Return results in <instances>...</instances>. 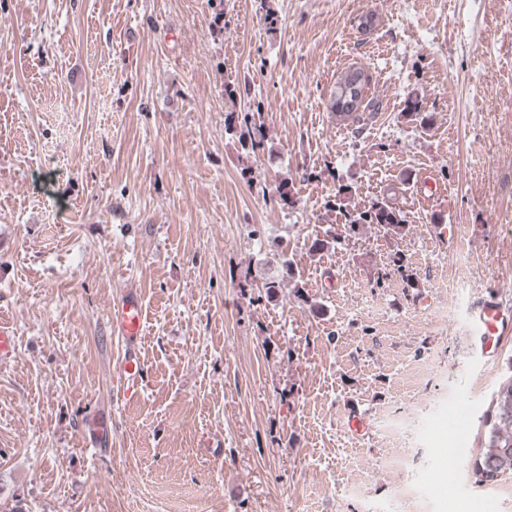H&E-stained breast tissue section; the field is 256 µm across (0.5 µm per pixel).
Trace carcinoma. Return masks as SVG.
Returning a JSON list of instances; mask_svg holds the SVG:
<instances>
[{
  "instance_id": "cac0c4a2",
  "label": "carcinoma",
  "mask_w": 512,
  "mask_h": 512,
  "mask_svg": "<svg viewBox=\"0 0 512 512\" xmlns=\"http://www.w3.org/2000/svg\"><path fill=\"white\" fill-rule=\"evenodd\" d=\"M370 81H365L356 87L345 83L334 86L329 97V111L341 116L346 115L344 109L337 107L343 98L352 96L363 103L362 112H375L378 102L366 95ZM260 112V106H248L243 110V118L239 126V141L244 150L254 152L262 146V141L256 139L255 114ZM401 211L383 197L358 213L352 223L375 224L381 228H397L403 224ZM487 445L480 451L474 461V467L481 468L485 480L495 482L501 477L512 478V374L505 377L491 395L489 411L485 420Z\"/></svg>"
}]
</instances>
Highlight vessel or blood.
<instances>
[{"label": "vessel or blood", "mask_w": 512, "mask_h": 512, "mask_svg": "<svg viewBox=\"0 0 512 512\" xmlns=\"http://www.w3.org/2000/svg\"><path fill=\"white\" fill-rule=\"evenodd\" d=\"M511 315L512 310L496 298L490 297L480 302L472 313L479 340L501 336L512 330V324L507 321ZM143 320L144 308L140 293L134 289L124 290L110 308V322L113 333L123 347L119 370L124 381L122 396L128 402L137 400L141 394L140 381L144 365L139 349Z\"/></svg>", "instance_id": "obj_1"}]
</instances>
